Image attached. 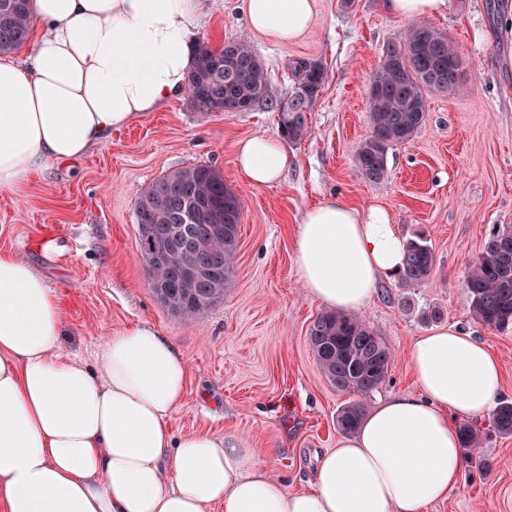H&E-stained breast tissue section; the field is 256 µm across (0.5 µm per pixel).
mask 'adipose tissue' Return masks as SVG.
<instances>
[{"instance_id": "ef3b65f1", "label": "adipose tissue", "mask_w": 512, "mask_h": 512, "mask_svg": "<svg viewBox=\"0 0 512 512\" xmlns=\"http://www.w3.org/2000/svg\"><path fill=\"white\" fill-rule=\"evenodd\" d=\"M253 33L288 43L314 0H240ZM30 47L0 57V192L87 157L112 130L186 90L203 0H29ZM234 166L254 188L292 163L254 135ZM405 243L387 210L326 202L296 228L295 269L322 306L363 311ZM63 301L22 257L0 253V512H424L458 485L457 419L501 393L498 358L451 324L410 350L417 393L380 401L319 459L310 487L288 490L253 448L175 436L188 369L175 344L135 323L109 336L96 369L60 348Z\"/></svg>"}]
</instances>
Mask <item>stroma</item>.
Listing matches in <instances>:
<instances>
[{"mask_svg": "<svg viewBox=\"0 0 512 512\" xmlns=\"http://www.w3.org/2000/svg\"><path fill=\"white\" fill-rule=\"evenodd\" d=\"M311 29L279 43L253 34L239 0H205L198 35L212 47L249 42L267 74L269 95L294 85L299 61L320 62L326 81L308 133L289 144L293 162L278 183L251 188L233 162L236 141L279 136L273 110L199 112L187 98L145 113L115 131L86 160L49 169L17 192L0 193V251L28 260L66 299L64 349L88 368L108 336L147 323L177 346L188 387L173 415L176 435L224 434L254 448L288 489L307 485L319 454L342 434L336 414L348 395L328 381L308 329L322 311L295 274L293 230L312 206L337 201L384 206L404 240L425 238L435 265L418 285L381 281L362 318L393 351L388 377L368 403L414 392L408 360L413 340L437 309L497 351L512 400V329L475 321L466 279L490 234L512 224V0H448L430 18L464 63L453 91L426 94L416 135L390 147L387 178L375 184L355 165L371 132L367 88L386 47L411 23L387 12L384 0H315ZM201 164L214 166L242 202L239 247L223 299L187 319L154 296L140 258L136 204L156 179ZM55 251H44L45 241ZM482 464L463 466L447 501L425 512H512V436L491 435Z\"/></svg>", "mask_w": 512, "mask_h": 512, "instance_id": "35a3bbf8", "label": "stroma"}]
</instances>
